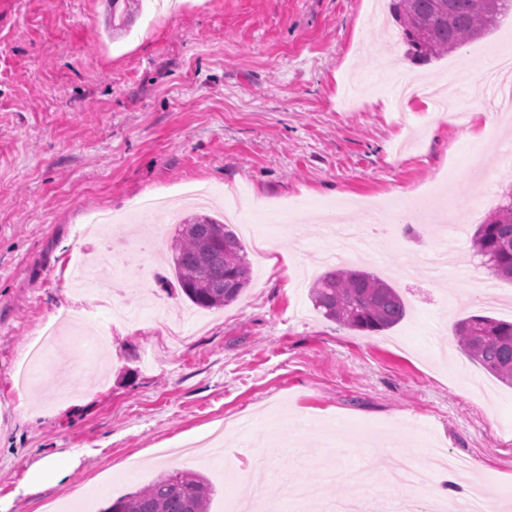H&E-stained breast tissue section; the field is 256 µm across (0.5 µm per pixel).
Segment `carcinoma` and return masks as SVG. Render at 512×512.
I'll list each match as a JSON object with an SVG mask.
<instances>
[{"label":"carcinoma","instance_id":"1","mask_svg":"<svg viewBox=\"0 0 512 512\" xmlns=\"http://www.w3.org/2000/svg\"><path fill=\"white\" fill-rule=\"evenodd\" d=\"M105 26L116 36L141 0H107ZM390 12L402 29L408 55L418 64L479 39L512 14V0H391ZM475 256L494 277L512 283V186L477 225ZM178 287L195 306L218 309L235 301L250 281V262L234 231L214 218H183L171 247ZM324 318L359 332L388 330L407 315L396 288L356 269H332L309 291ZM454 335L469 360L512 385V322L483 315L458 321ZM211 482L199 473H161L146 487L120 496L99 512H210Z\"/></svg>","mask_w":512,"mask_h":512}]
</instances>
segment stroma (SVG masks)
<instances>
[{"instance_id":"obj_1","label":"stroma","mask_w":512,"mask_h":512,"mask_svg":"<svg viewBox=\"0 0 512 512\" xmlns=\"http://www.w3.org/2000/svg\"><path fill=\"white\" fill-rule=\"evenodd\" d=\"M184 0L176 15L150 6L110 37L105 0H0V499L10 512H56L136 491L169 465L158 449L223 429L224 459L208 448L190 470L214 485L211 512L264 483L268 500L294 484L322 485L305 512H333L344 489L323 484L313 451L325 439L364 433L337 468L363 471L387 505L385 427L425 471L434 501L442 472L434 446L468 459L498 512L512 507V387L457 351L453 325L468 315L512 321V283H479L475 231L449 235L457 265L400 286L408 312L391 329L360 333L329 321L309 299L310 280L335 259L315 227L323 210L346 208L357 228L370 206L398 198L413 232L379 239L357 258L384 276L388 261L431 250L442 218L486 215L512 176V115L484 112L458 126L442 120L437 88L451 66L468 68L456 106L488 102L487 51L512 42V15L482 39L420 65L411 60L389 0ZM485 137L472 139L477 125ZM207 187L212 216L228 204L241 224L252 280L213 311L206 328L172 347L165 322L193 306L170 267L125 247L120 276L136 287L97 284L112 351L92 360L78 325L58 334L61 357L39 368L23 399L14 377L31 334L70 308L68 256L101 261V238L77 236L102 211L110 235L126 236L141 198L184 200ZM77 454L65 485L25 492L43 455ZM102 487V495L74 490Z\"/></svg>"}]
</instances>
